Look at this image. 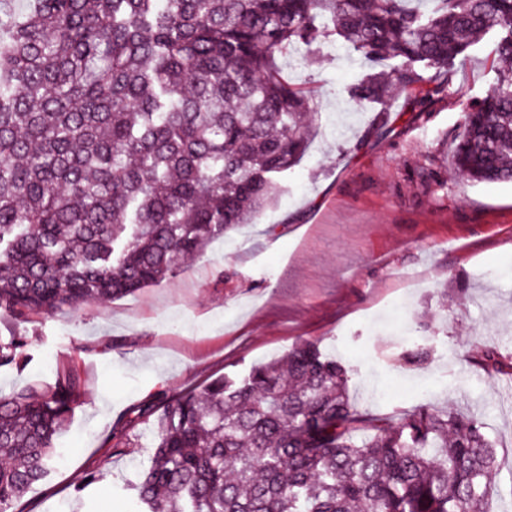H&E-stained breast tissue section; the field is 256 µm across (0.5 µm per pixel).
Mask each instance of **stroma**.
Returning <instances> with one entry per match:
<instances>
[{
	"instance_id": "obj_1",
	"label": "stroma",
	"mask_w": 512,
	"mask_h": 512,
	"mask_svg": "<svg viewBox=\"0 0 512 512\" xmlns=\"http://www.w3.org/2000/svg\"><path fill=\"white\" fill-rule=\"evenodd\" d=\"M485 38L456 68L450 93L406 111L382 139L377 114L342 92L368 69L331 46L318 59L279 57L281 76L310 90L307 152L254 224L213 240L177 275L76 312L0 315V341L20 337V364L0 390L75 375L82 404L58 436L68 460L35 485L22 512H135L148 466L143 409L163 396L317 343L347 365L364 412L399 418L427 405L471 414L496 446L488 512H512V183L472 184L451 166L463 114L492 81ZM431 360L403 366L412 343ZM493 351L498 369L477 362ZM134 427L110 446L118 421ZM106 467L103 480L87 477Z\"/></svg>"
}]
</instances>
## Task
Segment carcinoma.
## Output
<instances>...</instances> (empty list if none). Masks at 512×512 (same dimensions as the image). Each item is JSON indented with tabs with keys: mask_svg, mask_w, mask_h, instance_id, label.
Wrapping results in <instances>:
<instances>
[{
	"mask_svg": "<svg viewBox=\"0 0 512 512\" xmlns=\"http://www.w3.org/2000/svg\"><path fill=\"white\" fill-rule=\"evenodd\" d=\"M0 0V314L75 311L173 277L255 221L305 155L309 92L278 56L338 43L373 104L448 94L491 33L495 77L464 112L453 165L512 182V0ZM74 377L0 393V512L58 465ZM152 419L140 512H486L496 452L478 421L358 410L312 342L177 392Z\"/></svg>",
	"mask_w": 512,
	"mask_h": 512,
	"instance_id": "carcinoma-1",
	"label": "carcinoma"
}]
</instances>
